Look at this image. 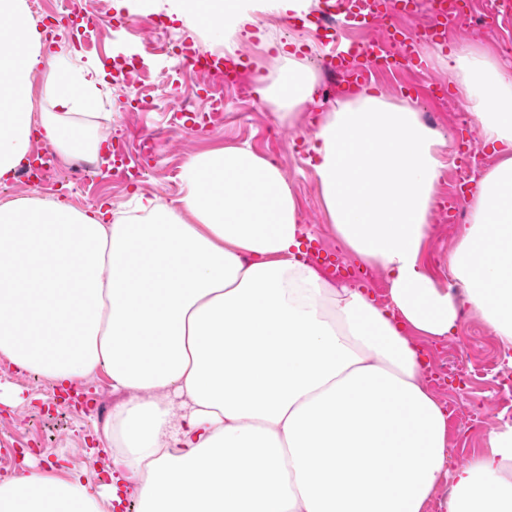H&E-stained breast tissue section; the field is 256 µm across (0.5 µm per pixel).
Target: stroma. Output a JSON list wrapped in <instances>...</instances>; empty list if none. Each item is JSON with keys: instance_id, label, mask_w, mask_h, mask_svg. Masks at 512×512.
<instances>
[{"instance_id": "stroma-1", "label": "stroma", "mask_w": 512, "mask_h": 512, "mask_svg": "<svg viewBox=\"0 0 512 512\" xmlns=\"http://www.w3.org/2000/svg\"><path fill=\"white\" fill-rule=\"evenodd\" d=\"M100 9L111 14V25L89 29L79 36L63 30L53 35L49 51H58L73 41L86 61L106 57L135 60L145 79L146 94L162 100L173 85L178 84L196 92L197 111H207L211 94L209 77L187 66L184 56L173 53L178 45L200 50L196 33L185 28L176 29L174 22L159 15L155 21L161 32L149 38L141 28L124 27L123 22L130 14L113 10L111 0H102ZM256 31V36L241 41L236 51L237 56L247 61L245 79H252L258 64L270 63L278 52L283 51L295 54L315 74L318 84H325L328 75L322 68L319 52L301 47L302 42L314 40L313 32L300 27L293 18L276 15L262 16ZM447 41L451 44L471 42L501 58L505 55V47L512 45V23L483 26L475 19L462 18L449 26ZM372 83L392 101L412 99L421 121L450 140L453 149L464 150L477 142L473 121L460 105L459 89L450 83L444 71L420 61L405 73L375 74ZM435 83L448 87L446 98L438 99L429 94V86ZM127 93L120 78L114 77L103 88L102 97L105 111L112 114L109 139L115 148L124 149L127 157L133 160L137 157L141 138L151 136L155 139V158L137 182L126 183L113 178L110 164L94 162L85 180L76 185L68 177L67 164L59 163L42 186L30 187L14 179L8 186L0 187V199L64 197L81 209L106 206L115 211L123 210L137 194L156 195L170 202L182 194L180 174L188 154L246 143L278 162L296 196L302 221L308 224L315 237V247L333 252L338 263L353 266V259L338 243L326 220L319 189L307 163L310 156L309 125L318 121L322 112L330 110L335 100L344 99V92H337L332 97L321 89L317 93L315 109L303 112L296 125L281 127L273 122L270 107L262 104L258 96L240 100L234 91L228 90L224 93V103L229 115L224 124L217 128L202 126L184 136L172 133L175 118L166 108L126 111ZM464 230V225L450 224L440 214L433 221V234L423 261L440 284L448 282L445 258ZM420 345L427 358H436L441 353L453 354L464 364L463 382L436 389L435 394L442 403H455L468 411L484 397L494 394L498 397L499 409L512 411V378H507L506 390H499L498 378L505 376L506 369L497 339L483 323L474 318L467 319L456 335L440 341L424 339ZM0 386L15 389L21 396L20 402L14 405L0 403V481L19 473L15 457L17 451L24 449L51 476L81 475L94 492L99 491L102 483L108 482L109 453L95 427L103 411L111 410L118 396L113 393L105 374L82 382L81 387L89 401L77 409L51 408L54 384L36 375L18 372L10 361L1 357Z\"/></svg>"}]
</instances>
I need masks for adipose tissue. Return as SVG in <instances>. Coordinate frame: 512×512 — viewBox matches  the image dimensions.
Segmentation results:
<instances>
[{"label":"adipose tissue","instance_id":"adipose-tissue-1","mask_svg":"<svg viewBox=\"0 0 512 512\" xmlns=\"http://www.w3.org/2000/svg\"><path fill=\"white\" fill-rule=\"evenodd\" d=\"M232 53L261 13L308 19L317 0H114ZM493 147L473 173L469 224L442 287L422 261L454 152L415 107L362 89L323 113L309 163L325 216L352 258L388 277L387 305L331 286L278 164L251 146L187 155L182 194L134 212L0 203V355L69 385L105 373L123 393L102 436L139 512H512V419L462 466L424 381L416 337L489 326L512 367V74L475 45L434 48ZM45 52L26 0H0V183L39 130L61 161L99 158L112 124L92 111L108 75ZM276 123L315 101L290 58L258 91ZM113 487L27 466L0 482V512H109Z\"/></svg>","mask_w":512,"mask_h":512}]
</instances>
